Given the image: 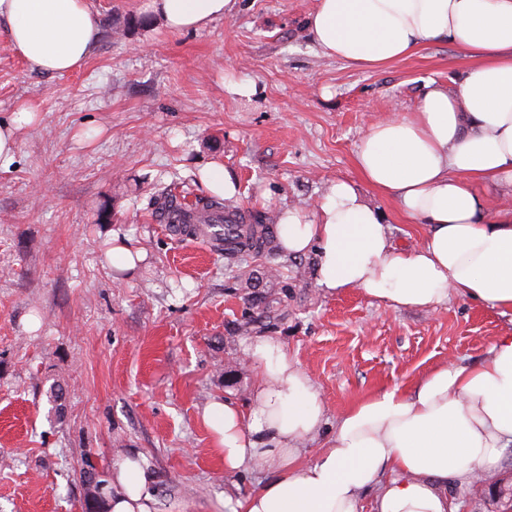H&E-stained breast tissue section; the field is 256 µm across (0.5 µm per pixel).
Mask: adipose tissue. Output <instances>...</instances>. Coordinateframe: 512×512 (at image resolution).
Segmentation results:
<instances>
[{
	"label": "adipose tissue",
	"mask_w": 512,
	"mask_h": 512,
	"mask_svg": "<svg viewBox=\"0 0 512 512\" xmlns=\"http://www.w3.org/2000/svg\"><path fill=\"white\" fill-rule=\"evenodd\" d=\"M234 0H150L152 17L196 31ZM10 48L36 72L62 75L93 55L101 37L90 0H0ZM306 26L330 58L381 69L439 41L470 64L455 92L427 81L416 112L370 124L358 141L359 181L331 182L309 208L279 216L284 254H314V283L328 296L352 288L399 309L433 312L459 295L512 314V209H491L488 184L512 188V0H317ZM367 183L422 224L403 245ZM242 356L258 379L247 405L212 400L202 420L225 473H267L225 512H459L449 484L498 473L512 446V330L481 359L434 366L351 407L336 422L285 344L249 338ZM146 459L115 462L109 512H151Z\"/></svg>",
	"instance_id": "adipose-tissue-1"
}]
</instances>
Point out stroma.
Segmentation results:
<instances>
[{"label": "stroma", "instance_id": "obj_1", "mask_svg": "<svg viewBox=\"0 0 512 512\" xmlns=\"http://www.w3.org/2000/svg\"><path fill=\"white\" fill-rule=\"evenodd\" d=\"M147 0H94L102 37L80 69L32 71L0 26V121H35L0 169V512H108L111 464L142 455L154 512H224L266 475H228L201 416L244 402L253 336L287 346L329 420L438 364L479 359L512 321L452 297L432 313L355 289L326 296L314 254L228 267L204 238L169 234L159 188L222 162L242 212L277 220L357 179L372 122L416 110L426 79L455 91L469 61L439 41L380 70L324 57L306 31L317 0H235L196 32L147 19ZM251 82L243 96L233 84ZM146 251L116 274L111 233ZM284 264L272 280L265 270Z\"/></svg>", "mask_w": 512, "mask_h": 512}]
</instances>
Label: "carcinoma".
I'll list each match as a JSON object with an SVG mask.
<instances>
[{
  "label": "carcinoma",
  "instance_id": "1",
  "mask_svg": "<svg viewBox=\"0 0 512 512\" xmlns=\"http://www.w3.org/2000/svg\"><path fill=\"white\" fill-rule=\"evenodd\" d=\"M190 192L164 188L158 194L157 210L168 216L170 223L192 226L194 224H233L235 231L222 238L224 258L229 266L242 263L245 257L259 254L278 255V243L264 216H246L226 203L213 197L205 203L188 200Z\"/></svg>",
  "mask_w": 512,
  "mask_h": 512
}]
</instances>
